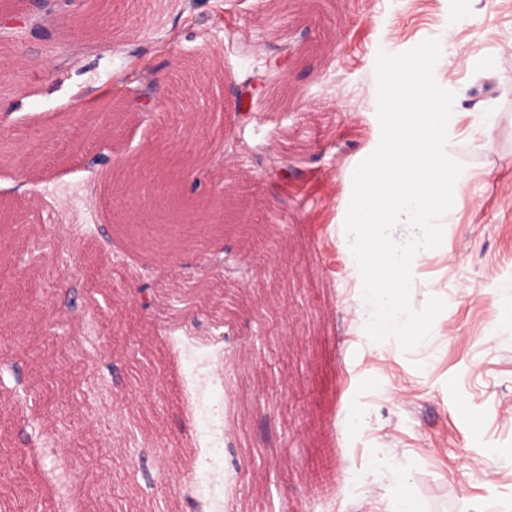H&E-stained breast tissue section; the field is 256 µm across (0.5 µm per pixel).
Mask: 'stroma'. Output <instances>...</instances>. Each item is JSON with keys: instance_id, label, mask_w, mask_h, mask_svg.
Here are the masks:
<instances>
[{"instance_id": "obj_1", "label": "stroma", "mask_w": 512, "mask_h": 512, "mask_svg": "<svg viewBox=\"0 0 512 512\" xmlns=\"http://www.w3.org/2000/svg\"><path fill=\"white\" fill-rule=\"evenodd\" d=\"M77 5L0 0V338L35 400L44 446L19 462L20 398L0 385V502L55 512H387L404 475L425 512H500L512 499V0H114L116 25ZM454 27L474 60L434 76L500 118L488 148L453 149L471 196L418 269L411 305L446 303L403 351L369 338L337 222L372 136L378 51ZM220 54L213 80L201 69ZM500 58L483 75L477 59ZM287 102L244 103L252 81ZM95 97L92 108L68 102ZM199 114L181 131L174 107ZM172 184L213 206L198 227L233 283L145 308L141 283L211 272L197 248H148L140 206Z\"/></svg>"}]
</instances>
